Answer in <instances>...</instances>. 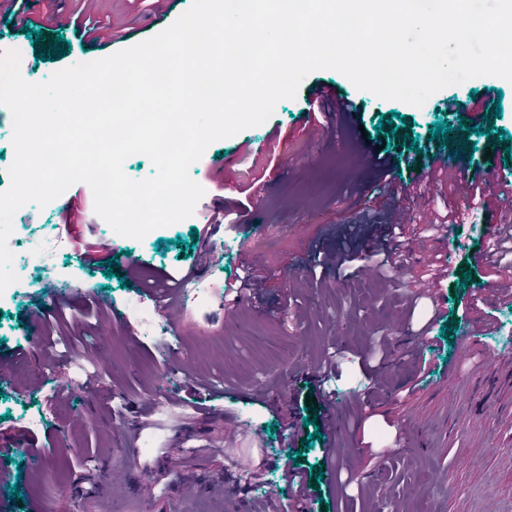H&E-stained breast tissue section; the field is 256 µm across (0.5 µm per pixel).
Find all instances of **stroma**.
Listing matches in <instances>:
<instances>
[{"label": "stroma", "mask_w": 512, "mask_h": 512, "mask_svg": "<svg viewBox=\"0 0 512 512\" xmlns=\"http://www.w3.org/2000/svg\"><path fill=\"white\" fill-rule=\"evenodd\" d=\"M162 3L158 14L151 0H103L98 20L124 24V41L90 42L64 26L72 49L54 61L36 60L30 34L0 13V52L19 51L23 78L42 82L157 35L192 0ZM318 88L333 96L311 123L304 108ZM474 95L501 99L492 133L467 132L465 113L441 107L448 98ZM343 97L362 105V126L343 123ZM379 110L402 117L386 151L421 148L413 167H395L387 178L372 148ZM437 122L452 126L456 140L473 151L450 187L427 174L428 138ZM506 135L512 136V83L501 78L468 80L416 108L357 89L337 71L318 70L266 123L215 141L191 165V177L205 190L191 217L138 241L117 235L93 206L83 205L84 224L67 253L33 282L22 275L32 257L19 252L13 265L22 275L19 286L0 300V354L14 357L0 376V424L21 435L12 462L0 457V505L9 512H227L232 500L243 512H260L272 499L279 512H289L293 493L283 474L298 463L325 464L353 479L343 494L327 495L310 483V512H471L475 501L478 512H493L485 501L487 473H495L499 494L512 496V364L486 362L483 353L512 346V302L488 306L492 330L468 358L458 352L470 328L471 296L490 284L484 269L492 233L485 210L467 197V175L489 164L512 172V161L493 150ZM450 209L462 220L443 231L448 267L438 321H431L424 298L413 315L405 314L402 301L412 296L415 276L407 264L348 280L316 264L320 255L372 248L386 220L424 224ZM214 213L236 228L225 232L213 259L207 242L190 245L189 231ZM162 239L169 249L159 248ZM102 245L116 264L126 251L143 260L146 280L159 268L178 277L194 271L218 301L201 310L155 305L168 332L141 336L129 312L141 293L79 261L85 247ZM246 251L264 260L255 270L261 293L242 294L228 311L220 299L236 288ZM425 323L430 342L415 347L410 330ZM446 327L453 339L443 337ZM330 356L336 369L328 386L335 395L325 408L306 406L314 367ZM414 356L426 359L430 372L403 399L396 388L410 378ZM366 358L386 360L383 386L366 375ZM447 379L456 380L455 393L445 389ZM198 397L205 404L196 410ZM122 403L126 411L113 414ZM370 406L376 416L357 429L355 416ZM321 411L340 418L335 436L301 448L291 425ZM407 416L415 417V427L400 429ZM234 424L239 433L231 440L226 430ZM33 444L42 456L29 454ZM241 455L262 473L246 488L231 465ZM127 469L145 477L132 496L113 480ZM16 484L22 498L14 502L9 488Z\"/></svg>", "instance_id": "stroma-1"}]
</instances>
